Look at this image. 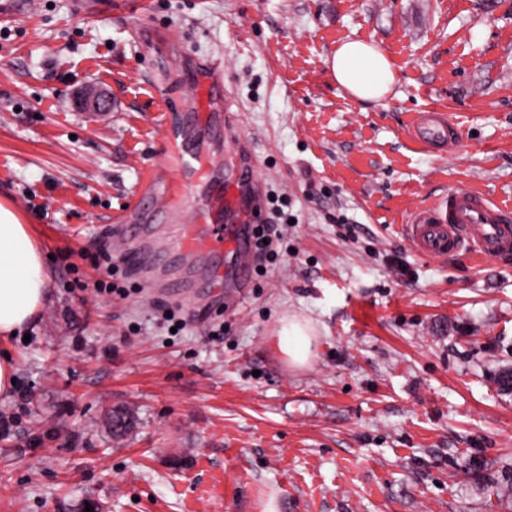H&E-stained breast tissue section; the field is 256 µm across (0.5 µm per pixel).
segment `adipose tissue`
Segmentation results:
<instances>
[{"instance_id":"ef3b65f1","label":"adipose tissue","mask_w":512,"mask_h":512,"mask_svg":"<svg viewBox=\"0 0 512 512\" xmlns=\"http://www.w3.org/2000/svg\"><path fill=\"white\" fill-rule=\"evenodd\" d=\"M331 70L343 90L363 101L384 99L395 81L388 58L360 41L341 44ZM46 297L43 256L31 228L10 202L0 201V341L24 331L40 314ZM313 343L308 324L284 319L279 349L291 366L310 364Z\"/></svg>"}]
</instances>
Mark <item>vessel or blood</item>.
<instances>
[{
	"label": "vessel or blood",
	"instance_id": "b4317fda",
	"mask_svg": "<svg viewBox=\"0 0 512 512\" xmlns=\"http://www.w3.org/2000/svg\"><path fill=\"white\" fill-rule=\"evenodd\" d=\"M413 143L420 149L442 150L455 140L459 127L441 112H414L408 120ZM180 181L167 183L155 203L163 211L190 210L182 227L181 250L195 254L204 250L232 248L241 267H248L252 248V222L260 203L244 188L224 193L222 223H214L208 208L187 207L186 180L203 179L208 169L224 164L220 154L199 155L180 149L174 154ZM406 237L421 254L445 258L467 251L478 259L512 258V204H497L469 190H451L432 203L417 208L404 227Z\"/></svg>",
	"mask_w": 512,
	"mask_h": 512
}]
</instances>
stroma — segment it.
<instances>
[{
    "mask_svg": "<svg viewBox=\"0 0 512 512\" xmlns=\"http://www.w3.org/2000/svg\"><path fill=\"white\" fill-rule=\"evenodd\" d=\"M32 2L0 22V199L47 256L48 298L29 339L0 343L17 365L0 512H512V260L429 258L402 229L451 190L512 202V0ZM347 40L390 59L383 100L337 85ZM214 57L208 120L187 62ZM88 84L108 115L74 106ZM428 109L458 121L453 150L411 143ZM171 126L248 147L288 201L276 262L234 305L203 272L237 254H182L186 215L146 199L119 219L145 172L178 179ZM110 265L128 296L76 288ZM286 315L317 333L302 369L277 348Z\"/></svg>",
    "mask_w": 512,
    "mask_h": 512,
    "instance_id": "obj_1",
    "label": "stroma"
}]
</instances>
